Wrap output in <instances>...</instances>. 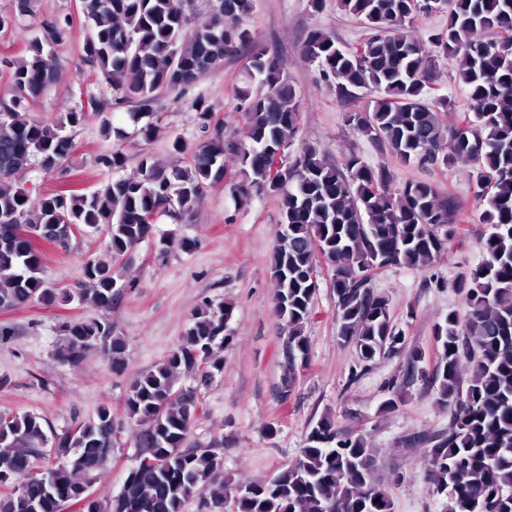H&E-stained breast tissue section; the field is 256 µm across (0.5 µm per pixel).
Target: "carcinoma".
Instances as JSON below:
<instances>
[{"label": "carcinoma", "mask_w": 512, "mask_h": 512, "mask_svg": "<svg viewBox=\"0 0 512 512\" xmlns=\"http://www.w3.org/2000/svg\"><path fill=\"white\" fill-rule=\"evenodd\" d=\"M339 4L367 25L370 37L347 51L332 35L311 30L303 52L339 98L351 99L362 89L377 94L372 107L349 113L348 125L404 164L476 166V196L486 206L482 220L489 233L481 260L456 285L466 315L450 311L437 325L441 355L433 373L419 366L422 352L408 351L403 382L429 383L437 404L451 415L448 435L411 437L414 444L433 443L422 457L429 491L467 501V512H512V0ZM444 5L448 23L430 37L428 48L411 26ZM253 8V0H215L197 21L185 13L182 0H79L78 10L90 24L83 61L112 80L121 100L136 104L129 118L147 119L140 127L146 140L156 132L149 117L159 92L184 89L203 72L223 67L226 57L249 51L246 78L236 90V110L245 117L240 137L210 129L211 113L197 99L193 107L204 140L191 150L179 139L172 143L179 155L191 151L189 165L169 167L145 155L135 176L115 178L89 194L34 197L16 181L34 161L46 174L61 170L72 149L62 129L87 118V112L73 109L54 126L29 118L30 102L56 80L58 60L50 48L62 35L58 24L41 25L28 58L0 59L10 77L9 93L0 97V307L69 301L71 294L46 278L44 256L34 242L66 246L76 230L104 228L111 261L87 260L84 277L95 305L111 309L124 288L114 261L150 237L149 217L190 214L209 188L224 182L230 158L240 176L229 187L234 199L244 202L255 192L279 201L282 243L271 265L289 364L305 358L308 349L304 325L319 288L313 281L320 261L315 246L333 271L339 339L352 344L366 364L405 349L389 299L373 293L370 272L424 267L446 251L458 233L454 204L429 182L391 187L386 167H372L353 151L337 166L306 146L272 171V157L288 149L297 134L300 104L278 58L243 24ZM439 54L455 60L469 105L448 129L440 113L454 108V100L431 98ZM256 78L261 91L252 88ZM91 108L103 131L124 137L102 106ZM232 311L230 305L203 304L176 346L133 380L125 412L140 427L139 458L154 464L137 463L118 494L95 496L82 512H185L195 498L204 512H224L232 495L236 512H392L377 450L366 435L346 434L329 418L311 429L292 463L263 481L226 478L217 449L187 445L201 401L198 388L179 380L192 372L206 386L223 372L217 350L229 339ZM61 332V362L75 366L86 352L100 348L113 370L123 369L126 343L112 323L74 319L62 324ZM466 363L473 372L465 384ZM46 427L48 422L34 413L0 414V487L7 489L0 512H63L81 502L91 476L110 461L120 432L107 407L52 441ZM46 456L57 460L55 466L16 490V479Z\"/></svg>", "instance_id": "obj_1"}]
</instances>
